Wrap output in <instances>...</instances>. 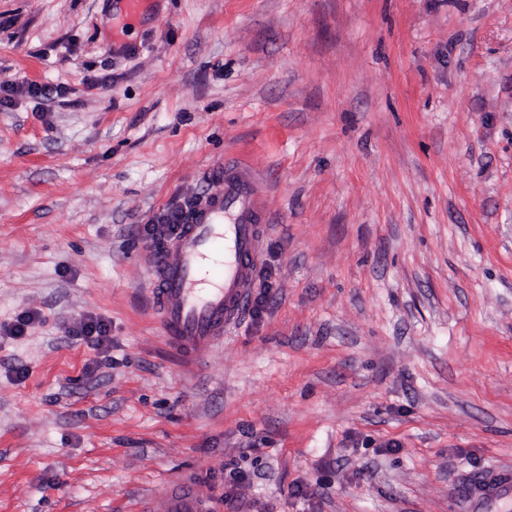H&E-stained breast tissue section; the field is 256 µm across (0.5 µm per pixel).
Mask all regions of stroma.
Instances as JSON below:
<instances>
[{
    "label": "stroma",
    "instance_id": "obj_1",
    "mask_svg": "<svg viewBox=\"0 0 512 512\" xmlns=\"http://www.w3.org/2000/svg\"><path fill=\"white\" fill-rule=\"evenodd\" d=\"M123 13L0 0V512H469L512 468V0ZM227 158L272 222L189 363L144 227ZM68 332L71 336H83L87 339L94 336L98 345L107 340V325L102 320L92 318L81 320ZM203 499L188 482L173 484L164 497L158 512H211Z\"/></svg>",
    "mask_w": 512,
    "mask_h": 512
}]
</instances>
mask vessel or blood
Listing matches in <instances>:
<instances>
[{
  "label": "vessel or blood",
  "instance_id": "obj_1",
  "mask_svg": "<svg viewBox=\"0 0 512 512\" xmlns=\"http://www.w3.org/2000/svg\"><path fill=\"white\" fill-rule=\"evenodd\" d=\"M270 214L260 179L225 160L211 172L201 201L174 233L151 250L153 307L163 334L183 358L224 339L249 297L259 243ZM471 512H512V469L496 468L468 497ZM158 512H208L192 484H173Z\"/></svg>",
  "mask_w": 512,
  "mask_h": 512
}]
</instances>
